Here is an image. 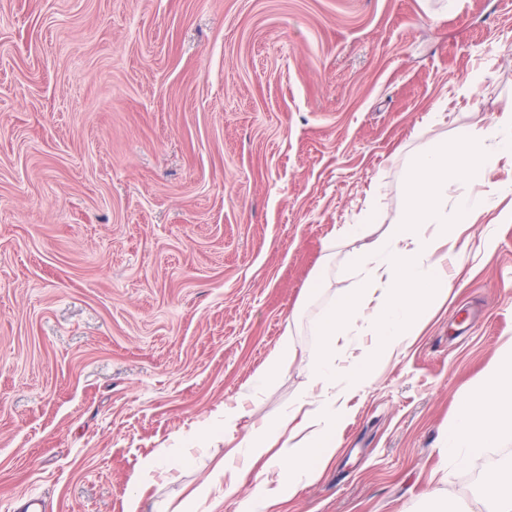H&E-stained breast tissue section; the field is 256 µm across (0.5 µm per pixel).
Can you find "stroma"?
I'll use <instances>...</instances> for the list:
<instances>
[{"mask_svg": "<svg viewBox=\"0 0 512 512\" xmlns=\"http://www.w3.org/2000/svg\"><path fill=\"white\" fill-rule=\"evenodd\" d=\"M511 105L512 0H0V512H124L143 462L186 448L144 505L202 484L225 445L197 425L239 402L241 438L302 392L409 156ZM461 239L447 302L275 512H423L431 491L482 512L507 455L442 447L512 341V194ZM288 329L300 361L242 400Z\"/></svg>", "mask_w": 512, "mask_h": 512, "instance_id": "35a3bbf8", "label": "stroma"}]
</instances>
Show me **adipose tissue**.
Returning <instances> with one entry per match:
<instances>
[{"label":"adipose tissue","mask_w":512,"mask_h":512,"mask_svg":"<svg viewBox=\"0 0 512 512\" xmlns=\"http://www.w3.org/2000/svg\"><path fill=\"white\" fill-rule=\"evenodd\" d=\"M512 163V109L487 128H471L448 146L413 156L405 183L407 203L363 254L350 264L360 277L351 292L334 298L316 324L315 359L308 364V385L288 412L253 426L237 438L240 407L225 406L224 419L202 426L206 437L223 438L226 450L209 479L180 504L159 502L153 512H191L197 499L219 490L222 500H236V512H269L286 492L316 478L314 461L330 463L336 436L348 413L347 397L374 381L377 366L404 352L431 314L452 291L446 257L463 262L466 244L459 226L474 223L497 205L500 188L496 164ZM362 322L373 348L349 367L336 365L341 341ZM298 357L292 331H285L252 383L259 386L288 371ZM512 444V342L487 367L477 388L462 402L448 430L444 450L449 460L469 465L490 448ZM254 475L258 492L242 498L239 487Z\"/></svg>","instance_id":"ef3b65f1"}]
</instances>
